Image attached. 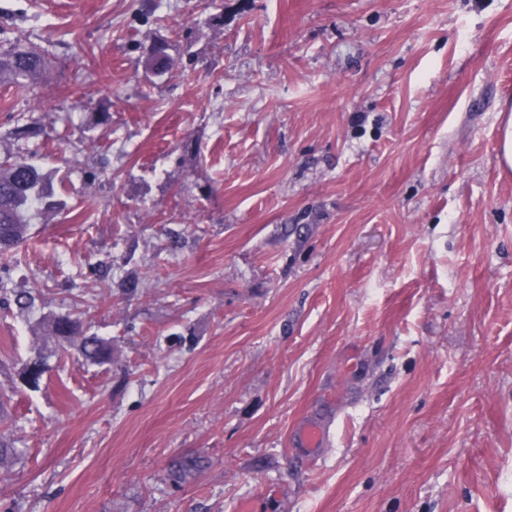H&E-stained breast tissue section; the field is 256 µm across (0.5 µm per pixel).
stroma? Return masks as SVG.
Instances as JSON below:
<instances>
[{
    "instance_id": "35a3bbf8",
    "label": "stroma",
    "mask_w": 512,
    "mask_h": 512,
    "mask_svg": "<svg viewBox=\"0 0 512 512\" xmlns=\"http://www.w3.org/2000/svg\"><path fill=\"white\" fill-rule=\"evenodd\" d=\"M8 40L53 68L0 159L62 208L0 271V512H512V0H0ZM512 111L502 110L499 112L501 125L499 128V150L498 160L502 169L510 172L512 170ZM74 318V319H73ZM68 323L76 324L71 331V336H82L79 340V348L82 357L94 364L98 363V358L102 352H106L109 359L112 357V343L107 339L97 338L96 335H87L81 331L79 320L70 313L59 314L51 319L48 324L47 336L54 341L56 336V344L62 346L68 343L70 336H58L65 325ZM297 439L299 447L303 448L304 451H314L323 444L324 429L317 422H309L301 428Z\"/></svg>"
}]
</instances>
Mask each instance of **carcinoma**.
Listing matches in <instances>:
<instances>
[{"instance_id": "cac0c4a2", "label": "carcinoma", "mask_w": 512, "mask_h": 512, "mask_svg": "<svg viewBox=\"0 0 512 512\" xmlns=\"http://www.w3.org/2000/svg\"><path fill=\"white\" fill-rule=\"evenodd\" d=\"M48 66L47 58L37 50L16 47L0 52V83H10L24 91L28 82L39 76ZM46 174L27 158L6 160L0 164V253L6 254L23 243L29 234V219L42 211L45 204L43 188ZM73 323L71 335L79 337L82 357L98 363L101 353L112 354V343L81 331L79 320L72 314H59L48 324L49 338L59 335L65 325ZM27 449L18 448L7 435L0 432V466H9L25 459ZM197 466L191 458L173 461L167 470V479L174 485L183 483Z\"/></svg>"}]
</instances>
